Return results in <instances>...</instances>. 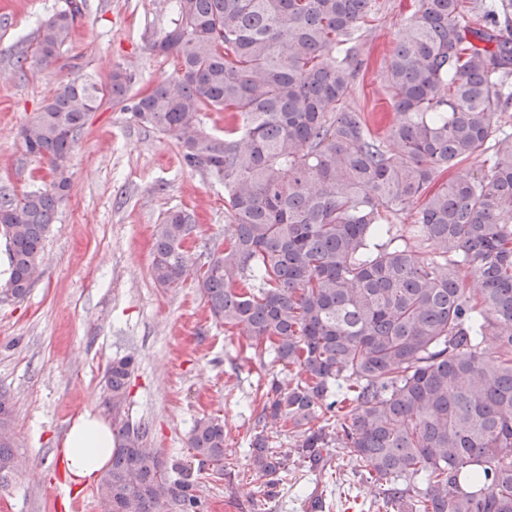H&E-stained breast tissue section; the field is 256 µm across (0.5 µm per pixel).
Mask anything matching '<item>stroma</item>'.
<instances>
[{"mask_svg":"<svg viewBox=\"0 0 512 512\" xmlns=\"http://www.w3.org/2000/svg\"><path fill=\"white\" fill-rule=\"evenodd\" d=\"M71 41L57 61L18 53L66 0H0V189L21 195L45 188L46 164L25 154L23 129L61 83L92 77L104 85L116 67L138 94L175 69L149 48L175 17V0H82ZM365 40L367 69L348 99L376 129L393 119L381 62L402 33L414 0H379ZM71 183L45 240L38 278L24 300H0V393L14 404L13 431L22 466L0 487V512H98L95 483H74L62 448L71 422L93 408L109 417L104 373L131 354L126 410L148 428V447L187 467L200 512H368L380 489L361 479L345 449L333 461L343 483L292 461L267 497L250 461L257 433L252 410L259 385L294 371L255 356L249 339L225 332L194 276L170 288L152 277L156 224L172 208L194 211L185 244L190 257L231 232L224 187L181 167L172 136L142 127L122 106L103 102L91 114L68 162ZM224 421V477L198 469L190 446L196 420Z\"/></svg>","mask_w":512,"mask_h":512,"instance_id":"obj_1","label":"stroma"}]
</instances>
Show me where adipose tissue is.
<instances>
[{
  "instance_id": "adipose-tissue-1",
  "label": "adipose tissue",
  "mask_w": 512,
  "mask_h": 512,
  "mask_svg": "<svg viewBox=\"0 0 512 512\" xmlns=\"http://www.w3.org/2000/svg\"><path fill=\"white\" fill-rule=\"evenodd\" d=\"M114 448L112 428L97 412L87 410L70 425L62 452L74 481L97 479Z\"/></svg>"
}]
</instances>
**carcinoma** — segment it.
<instances>
[{"instance_id": "cac0c4a2", "label": "carcinoma", "mask_w": 512, "mask_h": 512, "mask_svg": "<svg viewBox=\"0 0 512 512\" xmlns=\"http://www.w3.org/2000/svg\"><path fill=\"white\" fill-rule=\"evenodd\" d=\"M151 48L172 76L132 101L145 126L175 138L184 166L224 185L231 233L195 263L211 314L273 362L256 398L251 460L272 488L290 456L313 470L343 448L393 512H512V0H417L385 62L396 119L385 137L349 107L366 63L362 29L377 0H176ZM79 5L44 21L34 54L54 62ZM133 76L61 84L23 133L48 165L42 191L0 195V236L14 299L33 288L46 233L70 184L68 160L105 96L129 101ZM226 112L224 134L201 114ZM490 171L435 186L486 150ZM419 205L403 241L392 221ZM196 224L169 211L155 227L152 277L185 278ZM479 288H466L468 278ZM135 358L106 369L115 449L99 512H198L182 469L144 447L125 412ZM333 427L315 426L319 414ZM13 411L0 413V482L17 467ZM288 432L280 451L270 434ZM198 468L224 472V421L198 419ZM423 485L414 494L416 484Z\"/></svg>"}]
</instances>
